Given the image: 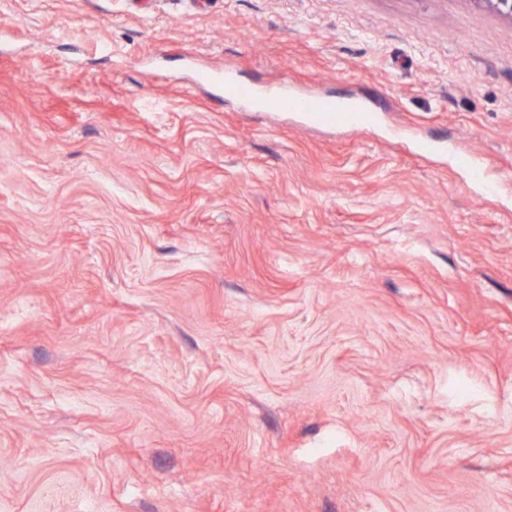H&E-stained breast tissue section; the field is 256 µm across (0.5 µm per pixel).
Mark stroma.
Here are the masks:
<instances>
[{"instance_id": "stroma-1", "label": "stroma", "mask_w": 512, "mask_h": 512, "mask_svg": "<svg viewBox=\"0 0 512 512\" xmlns=\"http://www.w3.org/2000/svg\"><path fill=\"white\" fill-rule=\"evenodd\" d=\"M490 181L476 0H0V512H512Z\"/></svg>"}]
</instances>
